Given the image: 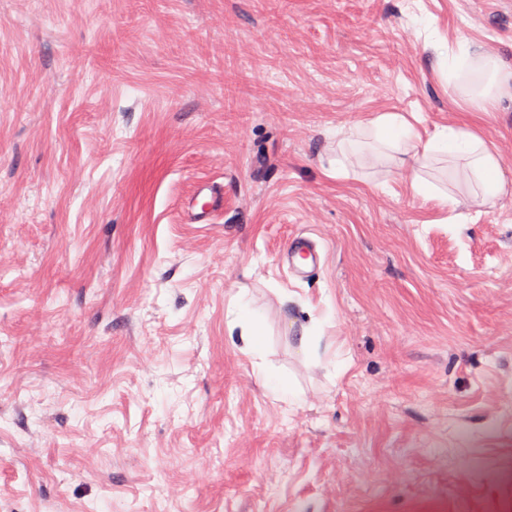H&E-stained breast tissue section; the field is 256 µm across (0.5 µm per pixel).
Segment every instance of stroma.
Instances as JSON below:
<instances>
[{
	"mask_svg": "<svg viewBox=\"0 0 512 512\" xmlns=\"http://www.w3.org/2000/svg\"><path fill=\"white\" fill-rule=\"evenodd\" d=\"M462 41L512 66V0H0V512H512V98L449 93ZM384 112L504 193L330 175ZM372 132L384 150L406 153L409 148L418 149L415 155L419 156L421 163L444 156L448 161L465 158L472 176L487 196L495 197L505 190L506 182L496 154L485 146L481 138L462 128L448 126L421 143L419 133L405 117L388 112L376 117L372 122ZM219 201H222V197L218 192L210 186H201L188 200L186 207L194 223L205 224ZM281 260L288 265V269L297 275L304 276L302 268L309 262L316 260L310 240L306 237L297 236L291 239L288 248L283 253ZM241 317L229 324V336H233L236 328H240L239 336L244 343V349L255 357L262 355L264 341L262 332V316L251 310L247 303L238 302Z\"/></svg>",
	"mask_w": 512,
	"mask_h": 512,
	"instance_id": "1",
	"label": "stroma"
}]
</instances>
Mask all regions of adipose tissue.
<instances>
[{"mask_svg":"<svg viewBox=\"0 0 512 512\" xmlns=\"http://www.w3.org/2000/svg\"><path fill=\"white\" fill-rule=\"evenodd\" d=\"M466 69L476 70L483 77L480 88L466 93L474 111H491L499 97L512 90V69L504 68L497 58L470 43L458 45L449 53V80H456ZM372 132L384 150L405 153L413 147L425 163L444 156L451 160L466 159L472 176L487 196L495 197L505 190L506 182L496 154L481 138L462 128H445L424 141L405 117L388 112L376 117Z\"/></svg>","mask_w":512,"mask_h":512,"instance_id":"obj_1","label":"adipose tissue"}]
</instances>
